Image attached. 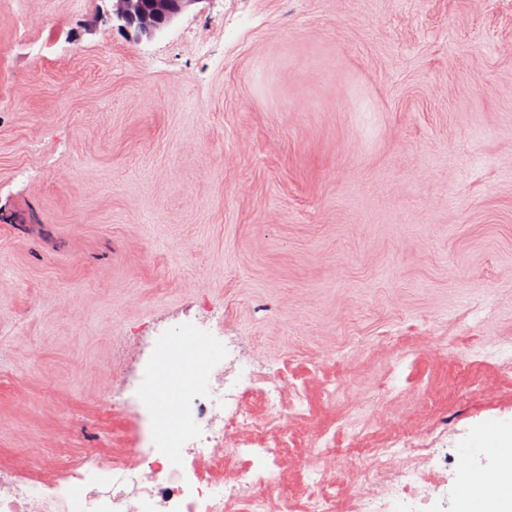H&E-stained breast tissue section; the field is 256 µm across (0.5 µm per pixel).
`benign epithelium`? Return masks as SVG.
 Listing matches in <instances>:
<instances>
[{
	"label": "benign epithelium",
	"mask_w": 512,
	"mask_h": 512,
	"mask_svg": "<svg viewBox=\"0 0 512 512\" xmlns=\"http://www.w3.org/2000/svg\"><path fill=\"white\" fill-rule=\"evenodd\" d=\"M108 20H117L136 36H154L198 0H110Z\"/></svg>",
	"instance_id": "obj_1"
}]
</instances>
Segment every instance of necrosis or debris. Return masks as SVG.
Instances as JSON below:
<instances>
[{
  "mask_svg": "<svg viewBox=\"0 0 512 512\" xmlns=\"http://www.w3.org/2000/svg\"><path fill=\"white\" fill-rule=\"evenodd\" d=\"M190 373L191 384L177 398V431L152 432L148 444L109 456L87 455L51 482L0 474V512H288L279 493L277 449L253 446L243 437L266 431L269 419L287 414V378L276 371L255 373L238 348ZM241 378L259 383L266 415L243 405ZM181 448L191 449L198 463L193 476L184 473ZM430 453L419 435L376 449L377 483L359 496L356 512H395L400 501L417 512L429 497L421 464Z\"/></svg>",
  "mask_w": 512,
  "mask_h": 512,
  "instance_id": "1",
  "label": "necrosis or debris"
}]
</instances>
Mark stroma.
<instances>
[{
    "label": "stroma",
    "instance_id": "1",
    "mask_svg": "<svg viewBox=\"0 0 512 512\" xmlns=\"http://www.w3.org/2000/svg\"><path fill=\"white\" fill-rule=\"evenodd\" d=\"M107 7L0 0V472L149 439L103 397L215 331L288 376L296 512L302 449L354 512L443 428L425 512H461L449 454L512 426V0ZM108 20H117L137 37L154 36L197 0H110Z\"/></svg>",
    "mask_w": 512,
    "mask_h": 512
}]
</instances>
